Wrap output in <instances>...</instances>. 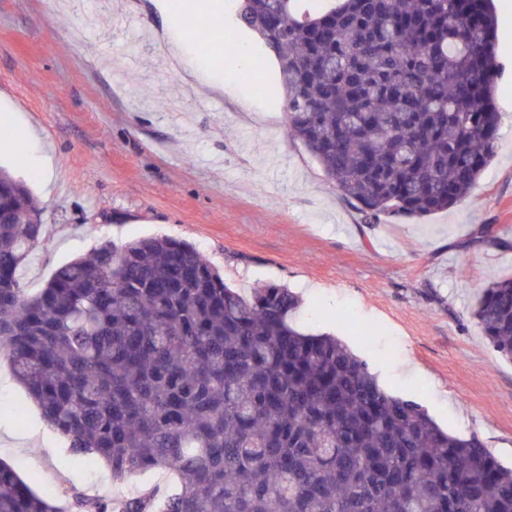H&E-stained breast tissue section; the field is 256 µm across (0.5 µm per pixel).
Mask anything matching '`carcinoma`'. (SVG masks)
I'll use <instances>...</instances> for the list:
<instances>
[{"instance_id":"carcinoma-1","label":"carcinoma","mask_w":512,"mask_h":512,"mask_svg":"<svg viewBox=\"0 0 512 512\" xmlns=\"http://www.w3.org/2000/svg\"><path fill=\"white\" fill-rule=\"evenodd\" d=\"M240 21L274 53L288 131L367 225L426 217L477 188L496 151L489 0H252ZM28 185L0 169V354L77 461L122 480L177 476L76 512H512V468L379 383L300 300L246 297L191 244L100 243L35 294L45 244ZM469 246H503L480 225ZM471 318L512 360V276ZM0 512H66L0 459Z\"/></svg>"}]
</instances>
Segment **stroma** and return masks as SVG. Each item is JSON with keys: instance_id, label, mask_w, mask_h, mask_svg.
I'll return each instance as SVG.
<instances>
[{"instance_id": "stroma-1", "label": "stroma", "mask_w": 512, "mask_h": 512, "mask_svg": "<svg viewBox=\"0 0 512 512\" xmlns=\"http://www.w3.org/2000/svg\"><path fill=\"white\" fill-rule=\"evenodd\" d=\"M223 3L225 34L264 58L262 72L231 74L223 37L195 69L192 28L210 24L211 0H181L178 72L151 37L163 24L151 0H0V125L14 133L0 141V167L39 201L48 239L26 263V292L105 240L186 241L242 294L288 286L304 327L332 333L350 312L342 338L383 386L512 467V362L470 318L482 289L512 275V248L467 244L481 224L512 241V0H493L499 139L479 188L425 219L373 226L289 136L277 62L235 0ZM220 78L223 92H211ZM33 151L47 171L30 164ZM0 458L52 499L134 494L164 479L120 483L74 461L1 363Z\"/></svg>"}]
</instances>
